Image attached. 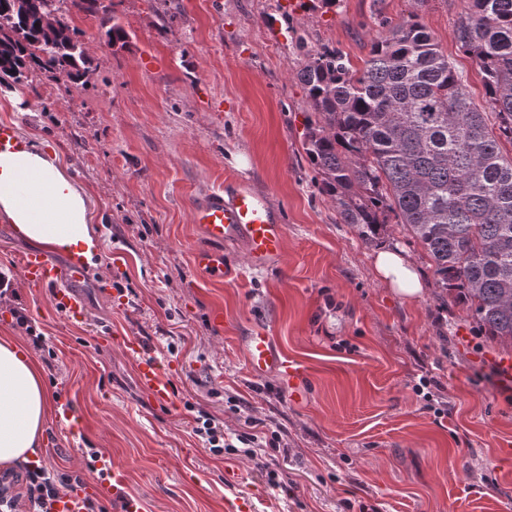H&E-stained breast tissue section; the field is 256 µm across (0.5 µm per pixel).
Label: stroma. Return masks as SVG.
Returning a JSON list of instances; mask_svg holds the SVG:
<instances>
[{
  "mask_svg": "<svg viewBox=\"0 0 512 512\" xmlns=\"http://www.w3.org/2000/svg\"><path fill=\"white\" fill-rule=\"evenodd\" d=\"M289 0H102L72 13L90 64L87 81L37 72L0 87V124L56 154L91 196L100 243L86 314L69 320L48 289L25 282L33 245L0 216V337L14 336L43 369L62 406L45 430L39 464L80 477L81 494L111 507L112 479L90 465L97 449L125 473L145 512H512V389L477 377L512 349L479 330L463 306L444 307L420 247L390 225L420 273L408 300L377 277L375 245L340 223L319 190L301 134L309 104L298 72L308 52L341 50L363 67L372 42L418 14L488 111L482 74L455 39L466 0H337L291 9ZM118 22L126 46L108 45ZM249 183L286 226L281 257L254 269L240 242L225 245L233 277L197 271L207 246L191 206L225 180ZM107 281L111 295L98 283ZM31 327L19 328L12 309ZM223 313L224 326L212 323ZM265 332L300 363L301 392L272 372L254 375L243 339ZM41 342H34L33 333ZM138 337L160 359L175 405L139 386L120 344ZM435 382L431 399L417 387ZM236 442L246 417L279 432L287 451L267 462L288 472L283 492L240 452L216 456L193 428L199 415Z\"/></svg>",
  "mask_w": 512,
  "mask_h": 512,
  "instance_id": "35a3bbf8",
  "label": "stroma"
}]
</instances>
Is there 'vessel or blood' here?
I'll return each instance as SVG.
<instances>
[{
	"mask_svg": "<svg viewBox=\"0 0 512 512\" xmlns=\"http://www.w3.org/2000/svg\"><path fill=\"white\" fill-rule=\"evenodd\" d=\"M25 140L13 125L0 124V155L24 149ZM192 219L199 224L210 244L196 249L193 264L209 277L221 279L231 271L224 260L223 244L243 241L253 267L265 266L283 251L285 226L277 210L267 199L244 183H227L209 192L192 207ZM22 270L27 282L51 288L55 307L74 321L85 315V303L77 290L88 274L84 260L72 256L67 264L53 262L46 252L34 251L24 256ZM127 352L137 357L140 387L160 406L173 403V388L156 360L142 356L137 337H127ZM248 364L252 373L263 375L282 372L290 379H302L304 371L288 361L269 336L256 333L245 339ZM113 512H144L137 499L129 496L121 472L112 474Z\"/></svg>",
	"mask_w": 512,
	"mask_h": 512,
	"instance_id": "1",
	"label": "vessel or blood"
}]
</instances>
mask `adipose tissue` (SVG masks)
Returning <instances> with one entry per match:
<instances>
[{
    "mask_svg": "<svg viewBox=\"0 0 512 512\" xmlns=\"http://www.w3.org/2000/svg\"><path fill=\"white\" fill-rule=\"evenodd\" d=\"M90 201L38 147L0 155V213L32 243L92 256ZM374 267L396 293L413 298L422 281L398 248L379 250ZM54 397L24 345L0 337V465L37 460Z\"/></svg>",
    "mask_w": 512,
    "mask_h": 512,
    "instance_id": "ef3b65f1",
    "label": "adipose tissue"
}]
</instances>
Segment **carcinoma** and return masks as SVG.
<instances>
[{
    "label": "carcinoma",
    "mask_w": 512,
    "mask_h": 512,
    "mask_svg": "<svg viewBox=\"0 0 512 512\" xmlns=\"http://www.w3.org/2000/svg\"><path fill=\"white\" fill-rule=\"evenodd\" d=\"M460 48L483 75L478 111L416 13L373 41L361 71L336 48L299 72L303 148L340 223L366 244L395 219L433 262L438 299L512 347V0H467ZM89 57L57 0H0V86L34 71L84 83Z\"/></svg>",
    "instance_id": "1"
}]
</instances>
